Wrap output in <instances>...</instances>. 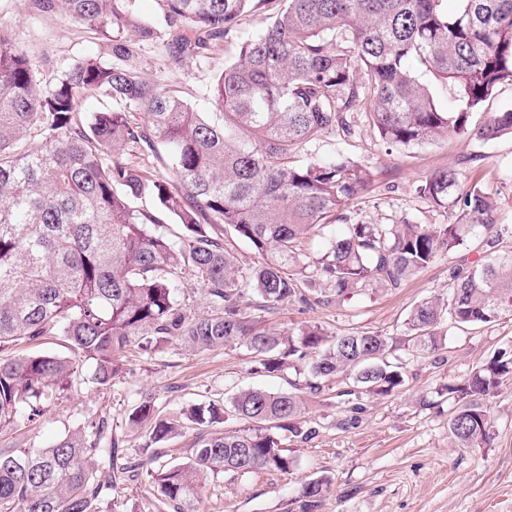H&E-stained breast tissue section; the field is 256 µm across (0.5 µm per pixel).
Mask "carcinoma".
<instances>
[{
  "label": "carcinoma",
  "instance_id": "carcinoma-1",
  "mask_svg": "<svg viewBox=\"0 0 512 512\" xmlns=\"http://www.w3.org/2000/svg\"><path fill=\"white\" fill-rule=\"evenodd\" d=\"M137 0H25L29 9L60 11L107 42L105 57L66 64L39 86L26 54L0 26V436L31 431L72 388L110 390L127 373L124 353H154L175 339L195 352L244 345L257 371L306 374L305 392L247 388L224 402L193 404L178 417L142 394L126 422L144 430L148 458L127 460L106 412L42 448L22 441L0 448V512H127L117 484L146 472V492L173 512H197L215 478L231 471H289L279 431L299 427L308 395L345 376L344 396L388 395L404 385L389 360L394 340L378 333L336 336L317 324L288 333L262 314L368 288H398L481 227L486 245L500 232L498 206L478 184L448 167L427 176L418 193L453 208L446 224H347L325 240L313 264L299 263L304 239L368 186L366 171L343 156L293 161L318 137L351 133L348 114L367 106L391 147L448 137L512 138V109L480 126L471 118L504 82L512 83V0H280L262 31L241 43L238 58L215 76L198 112L175 89L144 76L139 50L161 43L180 66L204 58L238 18L264 0H158L163 27L140 19ZM457 90V107L441 108L416 68ZM112 106L83 120L85 99ZM166 151L168 173L136 165L119 150ZM150 197L176 221L159 232L156 216L133 206ZM222 228L224 236L213 232ZM248 243L259 260L244 272L224 237ZM204 288L210 312L180 304L182 275ZM449 296L426 299L408 318L417 357L440 350L443 317L484 325L512 316V254L485 256L452 273ZM258 298L251 314L241 299ZM70 355L20 345L51 337ZM512 378V349L445 388L455 409L449 435L459 447L486 445V400ZM233 417L241 427L211 432ZM199 430L187 461L154 466L167 440ZM325 477L302 485L297 512H321Z\"/></svg>",
  "mask_w": 512,
  "mask_h": 512
}]
</instances>
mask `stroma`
<instances>
[{"instance_id": "obj_1", "label": "stroma", "mask_w": 512, "mask_h": 512, "mask_svg": "<svg viewBox=\"0 0 512 512\" xmlns=\"http://www.w3.org/2000/svg\"><path fill=\"white\" fill-rule=\"evenodd\" d=\"M277 8L278 0H265L207 58L190 59L179 67L169 65L158 45H144L140 54L146 76L204 108L216 72L235 60L240 42L258 34ZM0 21L44 88L71 59L108 52L104 42L63 14L24 10L18 0H0ZM352 125L351 135H324L297 154L303 162L342 155L369 173L368 190L350 202L344 220L330 224L329 233L347 222L390 224L406 218L420 224L447 223V209L416 191L426 176L447 167L495 197L500 223L512 225L511 138H451L404 149L385 144L365 110L353 113ZM485 249L483 234L474 232L400 288H375L313 308L287 304L267 314L269 325L285 331L310 322L335 334L375 332L397 339L405 382L391 395L363 397L355 414L338 396L345 382H330L323 396L310 400L304 415L317 429L315 438L304 443L289 433L281 435L294 467L287 472L225 473L209 485L200 512H286L301 484L320 477L331 480L321 512H512V379L488 401L492 439L483 447L452 444V409L443 391L448 382L467 377L499 349L512 346V317L479 326L447 325L442 349L427 358L413 357L405 345L412 307L430 296H447L452 269ZM126 360L131 372L111 391L84 385L50 406L41 424L28 433L29 445L46 446L75 428L82 415L104 411L112 417L113 433L135 454L141 439L125 422L135 391L152 394L158 410L169 415L192 403L225 400L241 387L285 391L290 383L305 382L304 375L292 370L277 376L255 372V355L240 345L191 354L174 341L155 356L130 352Z\"/></svg>"}]
</instances>
